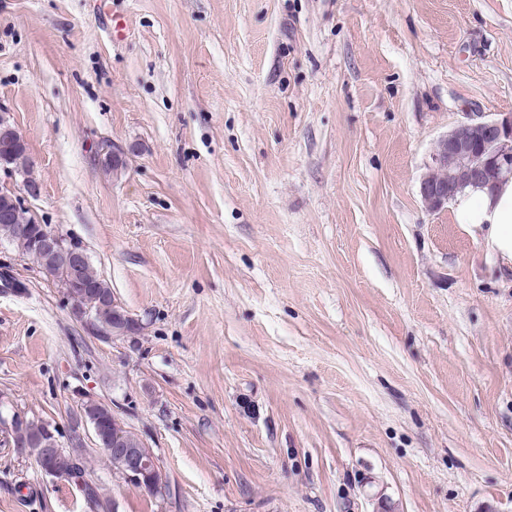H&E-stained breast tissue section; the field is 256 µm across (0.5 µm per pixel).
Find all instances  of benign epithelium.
<instances>
[{
  "instance_id": "1",
  "label": "benign epithelium",
  "mask_w": 512,
  "mask_h": 512,
  "mask_svg": "<svg viewBox=\"0 0 512 512\" xmlns=\"http://www.w3.org/2000/svg\"><path fill=\"white\" fill-rule=\"evenodd\" d=\"M26 151V142L9 114L1 112L0 168L11 174L16 172V161ZM509 179H512V114L491 117L481 112H468L438 140L429 171L420 183V195L425 209L437 213L453 203L456 194L466 185L490 191L496 182ZM0 191L11 193L10 202L18 208L24 206L23 196H38V187L27 179L22 181L20 188L3 184ZM17 234L26 239L28 247L40 257L43 265L63 271L58 288L70 305L73 317L93 335L112 340L136 335L142 330L139 319L129 314H116L108 327L100 326L91 316L79 293L82 288L80 275L88 255L78 241L46 224L21 225ZM23 285L24 282L15 275L13 264L0 259V286L15 289ZM99 409L100 403L94 399L84 401L81 407L99 447L115 462L116 472L124 481L155 497L167 496V474L153 450L146 447L134 432L126 435L118 431L110 437L105 435ZM29 422L30 419L18 412L8 418L1 417L0 433L13 447L26 448L28 442L20 440L17 429L26 428ZM36 440L41 448L37 458L41 471L57 478L67 477V472L58 467L63 448L48 426H41Z\"/></svg>"
}]
</instances>
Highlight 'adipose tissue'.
Instances as JSON below:
<instances>
[{"label":"adipose tissue","instance_id":"obj_1","mask_svg":"<svg viewBox=\"0 0 512 512\" xmlns=\"http://www.w3.org/2000/svg\"><path fill=\"white\" fill-rule=\"evenodd\" d=\"M454 205L459 224L481 234L487 249L505 269L512 270V180L503 182L492 193L466 189Z\"/></svg>","mask_w":512,"mask_h":512}]
</instances>
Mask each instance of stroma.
<instances>
[{
    "instance_id": "stroma-1",
    "label": "stroma",
    "mask_w": 512,
    "mask_h": 512,
    "mask_svg": "<svg viewBox=\"0 0 512 512\" xmlns=\"http://www.w3.org/2000/svg\"><path fill=\"white\" fill-rule=\"evenodd\" d=\"M0 112L26 209L143 325L93 336L6 246L0 413L81 438L118 512H512V275L419 193L465 113H512V0H0ZM0 512L90 509L0 446ZM24 138L17 131L8 113H0V168L10 174L16 173V161L21 154H26ZM100 403L94 399H87L83 402L81 410L85 422H89L98 445L102 451L112 459L117 467H112L116 472L133 486L143 489L155 497H167V474L158 457L152 448H147L143 440L109 410L106 417L109 420V427L120 426L131 434L126 435L117 431L112 440L105 435L103 421L100 419L98 410Z\"/></svg>"
}]
</instances>
